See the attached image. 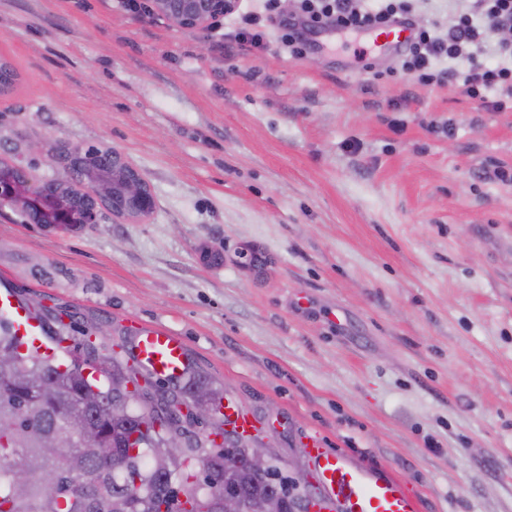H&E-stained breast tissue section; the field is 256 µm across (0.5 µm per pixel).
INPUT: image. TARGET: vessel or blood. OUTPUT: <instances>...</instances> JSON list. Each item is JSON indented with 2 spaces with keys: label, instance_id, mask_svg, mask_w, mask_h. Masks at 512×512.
<instances>
[{
  "label": "vessel or blood",
  "instance_id": "1",
  "mask_svg": "<svg viewBox=\"0 0 512 512\" xmlns=\"http://www.w3.org/2000/svg\"><path fill=\"white\" fill-rule=\"evenodd\" d=\"M0 317L8 319L16 336L30 342L40 333L10 295L0 292ZM136 360L154 376L175 380L186 365V348L179 336L161 325H141L135 342ZM224 416L241 434L250 436L261 422L234 401H226ZM308 456L321 491L319 512H420L418 500L390 474H379L312 444Z\"/></svg>",
  "mask_w": 512,
  "mask_h": 512
}]
</instances>
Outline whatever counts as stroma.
I'll return each mask as SVG.
<instances>
[{
	"label": "stroma",
	"mask_w": 512,
	"mask_h": 512,
	"mask_svg": "<svg viewBox=\"0 0 512 512\" xmlns=\"http://www.w3.org/2000/svg\"><path fill=\"white\" fill-rule=\"evenodd\" d=\"M264 51L117 0H0V160L129 154L145 220L48 230L0 208V283L128 345L169 327L264 422L394 475L420 512H512V112L423 86L359 35L278 12Z\"/></svg>",
	"instance_id": "35a3bbf8"
}]
</instances>
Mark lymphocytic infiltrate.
Returning <instances> with one entry per match:
<instances>
[{"label":"lymphocytic infiltrate","mask_w":512,"mask_h":512,"mask_svg":"<svg viewBox=\"0 0 512 512\" xmlns=\"http://www.w3.org/2000/svg\"><path fill=\"white\" fill-rule=\"evenodd\" d=\"M300 8L314 30L328 24L350 33L405 26L410 36L400 57L406 72L425 85L460 77L470 98L495 112L512 111V43H499L495 60L486 57L488 34L512 31V0H461L444 37L415 26L408 0L365 7L354 0H300ZM447 59L461 62L462 70L442 68Z\"/></svg>","instance_id":"obj_1"}]
</instances>
